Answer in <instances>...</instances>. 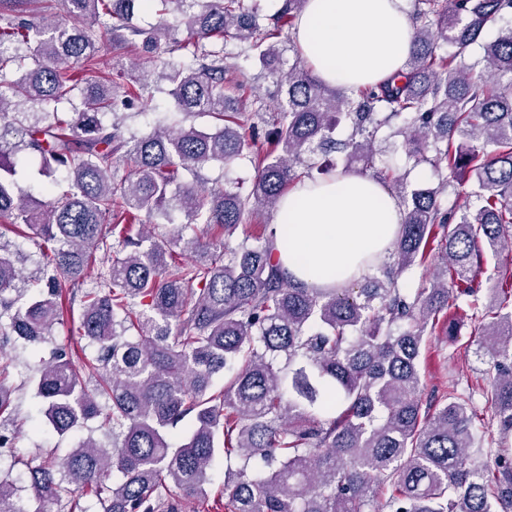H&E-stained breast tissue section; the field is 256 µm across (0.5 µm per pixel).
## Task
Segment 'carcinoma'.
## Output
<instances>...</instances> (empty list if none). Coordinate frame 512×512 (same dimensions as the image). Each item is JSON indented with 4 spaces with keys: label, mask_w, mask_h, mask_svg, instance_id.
<instances>
[{
    "label": "carcinoma",
    "mask_w": 512,
    "mask_h": 512,
    "mask_svg": "<svg viewBox=\"0 0 512 512\" xmlns=\"http://www.w3.org/2000/svg\"><path fill=\"white\" fill-rule=\"evenodd\" d=\"M157 2L163 16L175 6L187 37L164 19L131 26L135 0H0V224L30 230L40 255L34 290L18 288L20 260L0 242V341L50 352L33 379L58 434L98 419L112 438L106 445L89 435L30 468L31 496L57 512H84L87 491L99 512L190 504L213 512L210 471L221 452L228 512H512V283L485 305L478 299L488 258L512 251V23L484 40L512 0H415L404 76L354 97L299 55L279 64L277 43L306 0H282L264 22L244 0ZM58 8L80 25L57 23ZM227 39L248 43L262 73L277 78L269 149L250 150L266 112L255 87L227 77ZM110 45L144 58L143 83L87 78ZM157 69L175 111L208 116L210 128L158 125L123 136L118 103L155 111L146 81ZM27 102L55 108L20 111ZM21 119V138L6 140ZM343 119L352 132L338 139ZM395 119L417 161L461 181L472 174L476 189L463 211L445 210L448 180L425 187L379 173L403 206L383 279L368 277L356 290L308 288L277 260L273 233L230 246L194 224L233 236L246 217L277 210L293 183L335 172L319 161L330 153L374 168L378 135ZM19 152L40 158L38 173L52 186L60 174L67 187L47 204L18 193ZM243 159L254 164L249 188H205V166ZM171 203L190 223L152 221ZM100 250L111 252L102 287L81 293ZM413 266L434 268L414 291L402 283ZM77 301V333L94 352L75 359L55 329ZM467 313L480 336L474 356L489 365L481 394L496 420L493 469L469 452L485 434L459 381L421 396L419 363L431 338ZM7 370L0 367V456L12 452L18 427ZM221 373L230 377L216 389ZM187 418L191 428L175 447L172 434ZM18 492L0 475V512H23Z\"/></svg>",
    "instance_id": "obj_1"
}]
</instances>
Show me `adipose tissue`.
Instances as JSON below:
<instances>
[{
    "mask_svg": "<svg viewBox=\"0 0 512 512\" xmlns=\"http://www.w3.org/2000/svg\"><path fill=\"white\" fill-rule=\"evenodd\" d=\"M410 0H308L294 38L313 73L349 95L404 64L413 38ZM403 212L378 180L359 174L297 183L272 224L282 265L311 288H344L392 251Z\"/></svg>",
    "mask_w": 512,
    "mask_h": 512,
    "instance_id": "adipose-tissue-1",
    "label": "adipose tissue"
}]
</instances>
